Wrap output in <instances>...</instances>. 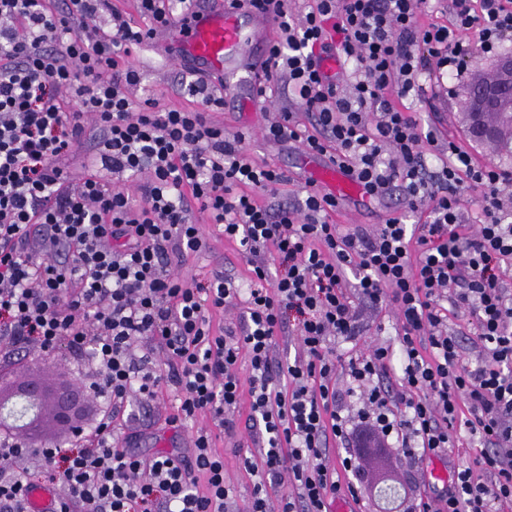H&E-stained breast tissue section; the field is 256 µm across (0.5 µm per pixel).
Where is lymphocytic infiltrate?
I'll list each match as a JSON object with an SVG mask.
<instances>
[{"instance_id": "f902f5d3", "label": "lymphocytic infiltrate", "mask_w": 512, "mask_h": 512, "mask_svg": "<svg viewBox=\"0 0 512 512\" xmlns=\"http://www.w3.org/2000/svg\"><path fill=\"white\" fill-rule=\"evenodd\" d=\"M232 2L265 7L276 22L271 79L258 96L277 85L288 105L264 140L326 157L369 199L399 193L425 219L344 229L329 221L336 198L309 183L298 205L271 206L288 177L248 154L250 132L228 136L213 124L221 98L194 82L196 108L134 100L142 77L129 57L176 28L192 0H136L143 27L112 0L55 9L0 0V359L62 347L88 354L102 405L64 447L35 450L0 431V512H29L35 488L53 491L54 512H229L234 490L211 430L197 429L186 455L146 458L120 443L124 404L148 403L164 385L178 403L165 423L176 429L201 413L224 426L248 402V429L262 441L243 461L254 479L249 512H328L340 473L355 477L347 490L358 497L359 455L438 454L461 429L483 452L409 512H499L512 503V292L503 286L512 209L500 199L512 169L476 165L404 101L424 96L437 73L458 93L467 60L512 39V0H313L304 12L289 0ZM435 11L447 24L428 21ZM333 53L351 76L324 75ZM111 173L147 180L129 192L112 186ZM468 190L479 211L472 220ZM191 198L249 264L247 290L223 279L188 288L171 270L170 255L204 245ZM236 305L237 326L215 332L213 314ZM364 305L391 306L400 347L376 343L342 361L336 342L357 336ZM451 311L472 319L483 350L475 366L463 364L448 331ZM291 314L300 353L284 364L273 353ZM142 340L161 348V361L134 354ZM393 368L395 393L380 385ZM350 397L359 403L351 415ZM344 441L358 455H335L333 443ZM282 480L288 490L273 493Z\"/></svg>"}]
</instances>
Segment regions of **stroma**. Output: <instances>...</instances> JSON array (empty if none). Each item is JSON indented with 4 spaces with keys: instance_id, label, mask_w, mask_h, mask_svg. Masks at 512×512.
Segmentation results:
<instances>
[{
    "instance_id": "obj_1",
    "label": "stroma",
    "mask_w": 512,
    "mask_h": 512,
    "mask_svg": "<svg viewBox=\"0 0 512 512\" xmlns=\"http://www.w3.org/2000/svg\"><path fill=\"white\" fill-rule=\"evenodd\" d=\"M132 64L142 76L140 85L134 87V98L154 97L168 106L193 107L196 99L188 96L181 88L186 76L185 70L175 61L170 49L148 42L137 49L131 58ZM435 113H426V121H433L441 138L452 137L470 150L481 163H496L502 166L512 165V159L498 155L492 144L476 140L469 135V106L463 97L453 99L446 95L433 98ZM287 101L280 95H273L258 112L214 111L210 119L223 126L226 133H233L239 128H250L254 137L248 145L249 153L257 161H267L284 170L288 176L287 184L281 186L278 203L294 204L301 199L304 180L301 176L303 155L301 148L295 146L279 147L268 144L261 136V129L286 106ZM206 245L202 250L189 255L185 261L176 266L175 271L186 285L212 280L215 274H223L235 281L239 287H246L250 276L245 261L236 256L233 247L225 241L220 227L207 223L203 214H196ZM362 331L354 340L337 344L336 350L343 358H350L365 352L368 345L376 340L386 342L391 347H398L399 338L395 333V316L391 307L377 309L370 307L361 310ZM16 376L36 375L45 380L78 376L81 366L75 355L68 348H60L51 355L48 364L28 358L14 364ZM175 402L169 391H161L149 407L131 403L121 413L116 424L121 433H138L137 446L145 455L158 453L161 447H185L193 429H215L209 415L198 414L192 427L175 432L166 429L164 420L173 413ZM249 413L248 404H241L235 414L237 423L233 431L215 429L217 448L224 451V480L234 489V512H246L251 499L253 478L241 465L242 456L255 449L251 438L244 430L243 422ZM431 462L399 458L392 465L379 469V476H386L398 483L401 495L396 502L398 512H405L407 505L417 495L428 492L433 485Z\"/></svg>"
}]
</instances>
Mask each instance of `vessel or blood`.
Listing matches in <instances>:
<instances>
[{"label": "vessel or blood", "instance_id": "1", "mask_svg": "<svg viewBox=\"0 0 512 512\" xmlns=\"http://www.w3.org/2000/svg\"><path fill=\"white\" fill-rule=\"evenodd\" d=\"M275 28L271 14L259 9L238 11L226 0H204L189 15L186 26L175 33H159L157 41L173 45L176 59L195 74H213L224 80L225 103L241 111L253 109V100L265 78L264 57L258 47L270 48ZM304 173L314 185L333 196L357 195V185L346 179L334 164L306 156Z\"/></svg>", "mask_w": 512, "mask_h": 512}]
</instances>
